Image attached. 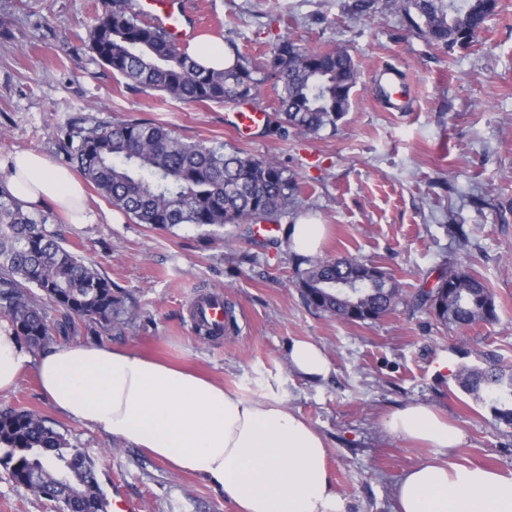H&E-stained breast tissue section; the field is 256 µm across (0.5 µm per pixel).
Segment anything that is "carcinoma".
I'll return each instance as SVG.
<instances>
[{
	"instance_id": "1",
	"label": "carcinoma",
	"mask_w": 512,
	"mask_h": 512,
	"mask_svg": "<svg viewBox=\"0 0 512 512\" xmlns=\"http://www.w3.org/2000/svg\"><path fill=\"white\" fill-rule=\"evenodd\" d=\"M409 25L429 42L452 49L471 44L497 9V0H392ZM95 61L134 86L185 104L247 99L275 80L278 106L268 131L317 135L336 128L358 82L347 50H313L286 39L258 63L232 47L234 63L202 69L167 32L142 20L132 0H102L87 27ZM71 160L112 207L139 224L171 229L192 224L208 233L226 224L277 222L296 203L298 186L277 160L258 159L222 143L189 142L163 124L123 120L80 135ZM298 287L309 305L344 322L376 321L412 300L426 310L430 292L407 297L390 273L359 282L371 264L356 257L294 256ZM442 325L464 332L497 320L494 295L463 260L443 265ZM60 319H48L44 300ZM0 315L29 346L42 349L78 333L76 321L103 329L134 315L127 297L112 287L46 228V220L0 190ZM463 392L512 428V367L494 354L458 375ZM0 466L16 486L61 504V512H105L106 496L90 453L71 444L47 420L27 410L0 412Z\"/></svg>"
}]
</instances>
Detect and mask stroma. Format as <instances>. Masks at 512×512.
Here are the masks:
<instances>
[{
    "label": "stroma",
    "instance_id": "1",
    "mask_svg": "<svg viewBox=\"0 0 512 512\" xmlns=\"http://www.w3.org/2000/svg\"><path fill=\"white\" fill-rule=\"evenodd\" d=\"M199 38L233 40L265 61L284 39L312 49L345 48L359 81L336 129L281 139L238 140L224 126L231 103L187 105L130 89L95 62L84 38L101 0H0V161L30 150L68 165L80 129L116 120H154L181 138L221 142L271 157L296 178L286 223L326 225L324 256H356L391 272L406 293L433 285L460 253L448 231L463 226L473 269L489 285L498 320L466 333L428 311L402 305L381 320L346 323L309 307L294 282L291 251L278 237L257 241L225 225L204 235L185 224L164 230L104 219L110 204L89 191L95 224H67L53 207L47 227L120 290L135 324L78 340L129 349L177 364L248 397L275 389L326 438L328 469L346 512H393V489L431 448L388 437L382 418L408 404L434 406L464 433L442 458L481 463L512 476V428L456 382L459 370L492 351L512 364V0L467 48L447 51L410 29L389 0L371 14L352 0H193ZM401 69L409 92L387 108L377 73ZM482 205H474V198ZM218 294L234 329L210 339L195 332V299ZM297 339L320 345L332 371L309 381L288 365ZM45 416L97 457L107 495L139 512H234L202 478L171 470L142 449L59 415L33 371L0 394V410ZM0 512H60L54 500L15 486L0 468Z\"/></svg>",
    "mask_w": 512,
    "mask_h": 512
}]
</instances>
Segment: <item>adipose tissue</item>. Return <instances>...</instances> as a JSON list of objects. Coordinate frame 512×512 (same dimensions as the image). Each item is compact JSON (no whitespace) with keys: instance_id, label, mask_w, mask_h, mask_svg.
<instances>
[{"instance_id":"1","label":"adipose tissue","mask_w":512,"mask_h":512,"mask_svg":"<svg viewBox=\"0 0 512 512\" xmlns=\"http://www.w3.org/2000/svg\"><path fill=\"white\" fill-rule=\"evenodd\" d=\"M5 188L27 210L54 206L72 224H93L81 183L68 168L22 150L6 161ZM303 378H326L331 364L307 340L288 349ZM34 371L53 408L178 471L206 480L235 512H346L327 468L324 436L278 394L248 397L204 377L125 349L73 342L35 352L0 320V394ZM393 438L439 450L463 432L424 404L383 421ZM394 512H512V476L487 466L423 461L394 489Z\"/></svg>"}]
</instances>
